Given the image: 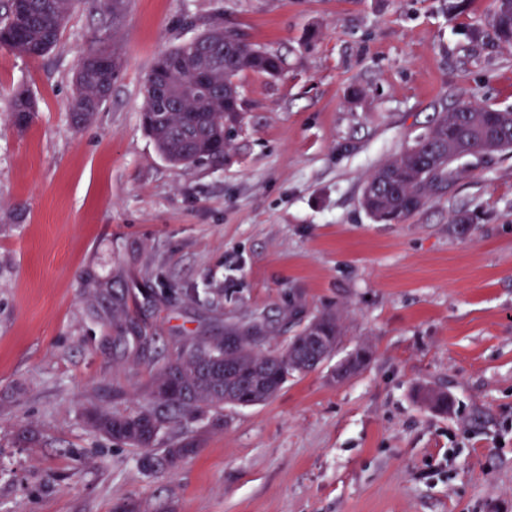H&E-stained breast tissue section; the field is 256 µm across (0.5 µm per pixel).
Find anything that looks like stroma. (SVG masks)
<instances>
[{
    "instance_id": "35a3bbf8",
    "label": "stroma",
    "mask_w": 512,
    "mask_h": 512,
    "mask_svg": "<svg viewBox=\"0 0 512 512\" xmlns=\"http://www.w3.org/2000/svg\"><path fill=\"white\" fill-rule=\"evenodd\" d=\"M492 0H127L77 5L38 59L0 49V512H512V151L470 159L403 223L360 204L380 165L460 100L512 109V51L469 40ZM277 53L246 72L220 167L171 166L143 130L155 57L210 27ZM122 73L77 127L93 37ZM38 112L18 131L7 98ZM472 224L453 227L456 214ZM333 313L343 336L273 399L172 424L179 470L86 419L144 396L181 344L258 330L280 348ZM116 336H153L147 350ZM367 348L337 382V363ZM433 388L440 412L417 394ZM8 112L14 125L23 131L33 122L37 111V103L28 87L18 85L10 95Z\"/></svg>"
}]
</instances>
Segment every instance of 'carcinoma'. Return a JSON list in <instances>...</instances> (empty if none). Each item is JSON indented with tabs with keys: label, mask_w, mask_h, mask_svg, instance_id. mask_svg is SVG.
<instances>
[{
	"label": "carcinoma",
	"mask_w": 512,
	"mask_h": 512,
	"mask_svg": "<svg viewBox=\"0 0 512 512\" xmlns=\"http://www.w3.org/2000/svg\"><path fill=\"white\" fill-rule=\"evenodd\" d=\"M76 0H6L0 12V47L40 58L60 42ZM474 42L512 49V0H493L487 27L469 32ZM107 55V67L97 57ZM121 58L92 48L78 61L71 101L72 123L90 122L112 94ZM281 58L218 24L193 39L157 55L142 88L141 123L158 152L174 167L224 165V154L244 111L239 77L244 72L275 77ZM208 75L197 86L196 75ZM8 112L23 131L33 122L37 103L28 87L10 95ZM512 149V112L461 100L439 112L430 126L366 180L361 205L374 220L400 224L445 190L470 157ZM316 331L331 353L341 337L336 316L313 318L281 349L264 351L248 338L228 350L224 340L179 347L154 370L145 403L128 412H92L100 433L141 451L148 469L177 470L197 453V443L183 439L155 453L159 433L172 423L217 414L226 404L252 406L276 396L288 377L317 368L308 336Z\"/></svg>",
	"instance_id": "obj_1"
}]
</instances>
